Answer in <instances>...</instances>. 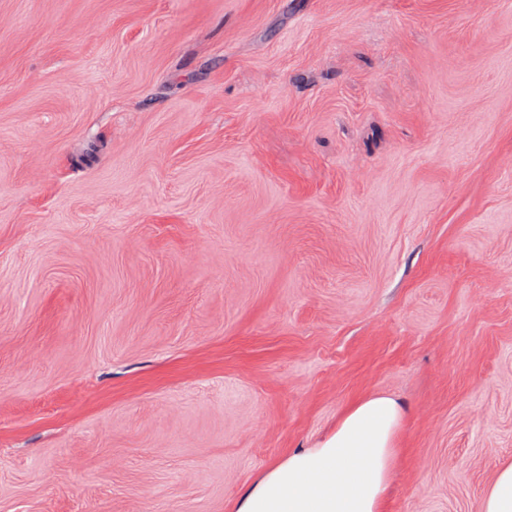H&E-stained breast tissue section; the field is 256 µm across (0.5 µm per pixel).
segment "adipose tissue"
Segmentation results:
<instances>
[{
    "label": "adipose tissue",
    "mask_w": 512,
    "mask_h": 512,
    "mask_svg": "<svg viewBox=\"0 0 512 512\" xmlns=\"http://www.w3.org/2000/svg\"><path fill=\"white\" fill-rule=\"evenodd\" d=\"M404 419L391 395L359 399L328 435L288 454L247 488L236 512H384Z\"/></svg>",
    "instance_id": "adipose-tissue-1"
}]
</instances>
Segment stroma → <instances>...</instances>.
<instances>
[{
    "instance_id": "stroma-1",
    "label": "stroma",
    "mask_w": 512,
    "mask_h": 512,
    "mask_svg": "<svg viewBox=\"0 0 512 512\" xmlns=\"http://www.w3.org/2000/svg\"><path fill=\"white\" fill-rule=\"evenodd\" d=\"M377 392L385 512H480L512 0H0V512H233Z\"/></svg>"
}]
</instances>
